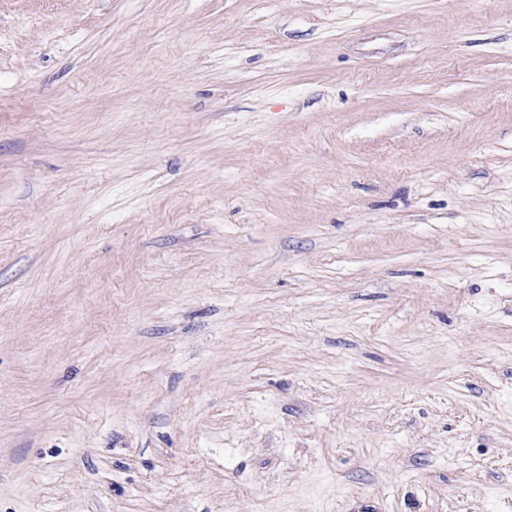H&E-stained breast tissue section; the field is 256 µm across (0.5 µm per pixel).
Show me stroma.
<instances>
[{
    "instance_id": "35a3bbf8",
    "label": "stroma",
    "mask_w": 512,
    "mask_h": 512,
    "mask_svg": "<svg viewBox=\"0 0 512 512\" xmlns=\"http://www.w3.org/2000/svg\"><path fill=\"white\" fill-rule=\"evenodd\" d=\"M512 512V0H0V512Z\"/></svg>"
}]
</instances>
